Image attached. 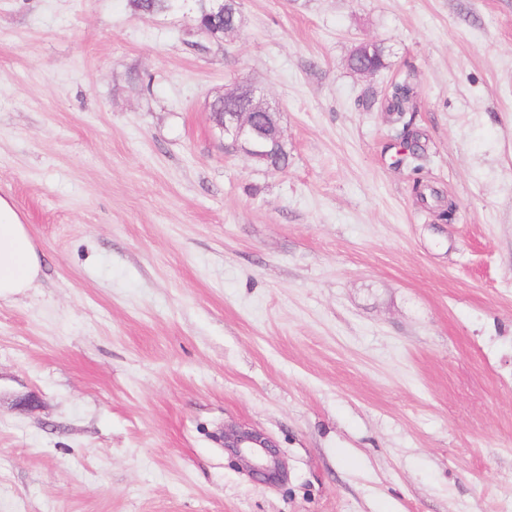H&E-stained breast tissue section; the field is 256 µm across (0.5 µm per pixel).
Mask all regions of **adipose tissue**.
<instances>
[{
  "label": "adipose tissue",
  "mask_w": 512,
  "mask_h": 512,
  "mask_svg": "<svg viewBox=\"0 0 512 512\" xmlns=\"http://www.w3.org/2000/svg\"><path fill=\"white\" fill-rule=\"evenodd\" d=\"M40 267L41 256L29 226L13 204L0 196V299L32 288Z\"/></svg>",
  "instance_id": "obj_1"
}]
</instances>
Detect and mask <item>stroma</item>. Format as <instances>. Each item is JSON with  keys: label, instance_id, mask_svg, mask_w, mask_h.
I'll return each mask as SVG.
<instances>
[{"label": "stroma", "instance_id": "stroma-1", "mask_svg": "<svg viewBox=\"0 0 512 512\" xmlns=\"http://www.w3.org/2000/svg\"><path fill=\"white\" fill-rule=\"evenodd\" d=\"M195 16L0 0V195L43 255L0 300V512H512V0ZM242 83L284 170L214 126ZM198 2L195 17L197 28L210 39H222L220 31L224 28V19L214 17L209 12V2L215 12L224 13V0H196ZM371 48V43H363L362 45H357L350 54V57L357 58V63L360 64L365 72H361L356 69H351L352 71L360 74V75H373L376 72L380 71L385 67L384 55L382 49L375 44L374 50L369 54L364 52L360 47ZM382 109L385 112H412L415 111V91L410 77L396 80L387 96L382 100ZM224 450L266 483H277L286 476L278 445L261 431L225 425Z\"/></svg>", "mask_w": 512, "mask_h": 512}]
</instances>
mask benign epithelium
I'll return each mask as SVG.
<instances>
[{
    "label": "benign epithelium",
    "mask_w": 512,
    "mask_h": 512,
    "mask_svg": "<svg viewBox=\"0 0 512 512\" xmlns=\"http://www.w3.org/2000/svg\"><path fill=\"white\" fill-rule=\"evenodd\" d=\"M279 112L257 89L237 87L224 94V111L215 121L228 145L256 158L270 143L282 144ZM224 451L243 462L252 476L266 483L285 478L278 445L265 433L235 425L224 426Z\"/></svg>",
    "instance_id": "1"
}]
</instances>
